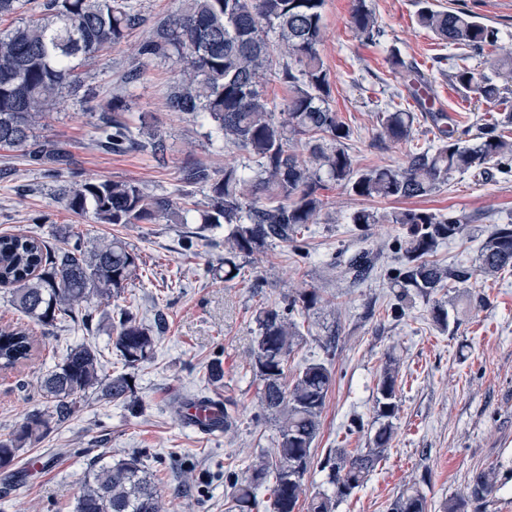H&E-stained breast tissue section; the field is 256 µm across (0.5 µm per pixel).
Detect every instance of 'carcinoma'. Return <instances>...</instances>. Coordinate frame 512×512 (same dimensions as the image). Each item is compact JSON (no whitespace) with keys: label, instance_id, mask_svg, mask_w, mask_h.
I'll return each instance as SVG.
<instances>
[{"label":"carcinoma","instance_id":"carcinoma-1","mask_svg":"<svg viewBox=\"0 0 512 512\" xmlns=\"http://www.w3.org/2000/svg\"><path fill=\"white\" fill-rule=\"evenodd\" d=\"M417 24L461 49L497 50L495 66L512 71V47L499 44L497 31L467 12L434 8L421 0ZM325 0H181V7L156 22L140 43L142 58L176 55L183 60L180 82L168 94V107L208 126L211 144L234 147L254 160L246 174L227 163L213 171L205 165L185 169L184 179L208 190L201 224H226L224 281L235 278L237 260L249 258L274 240L292 241L308 224L317 223L324 199L320 191L336 184L362 199L420 197L448 182V175L479 169L488 162L512 166V113L478 127L475 142L465 144L459 121L444 112L431 115L437 144L418 148L403 168L360 169L345 146L349 126L329 103L330 84L319 56L323 39ZM140 22L132 0H46L43 10L22 25L0 32V146L21 148L29 161L53 177L69 170L67 145L36 133L63 91L74 87L76 70L106 45L120 43ZM351 24L367 40L377 34L369 0H355ZM288 56L281 79L288 86L283 118L261 86L272 54ZM392 70L426 112L422 93L428 79L394 53ZM456 82L486 102L504 99V91L490 77L462 66ZM125 104L112 99L95 125L94 143L113 154L150 148L164 151L157 136L144 142L123 118ZM416 114L407 109L383 113L380 137L391 142L413 139ZM308 137L309 156L301 158L293 141ZM59 200L80 217L99 224L187 223V210L169 197L151 194L136 182L85 180L60 189ZM390 222L408 226L401 245L403 267L396 283L406 295L429 300L446 283H465L473 272L494 276L512 267V224H495L480 245L474 271L444 266L433 260L439 247L464 231L458 217L437 216L422 210L391 213ZM348 269L360 280L373 269L369 255L350 258ZM140 255L128 242L114 237L94 242L78 235L59 246L35 233L0 235V284L10 288L12 304L28 322L43 330L75 319H92L95 306L118 298L138 279ZM320 301L316 290L304 291L288 303V311L264 308L256 316L257 336L252 371L261 383V402L278 432L273 452L261 453L251 475L241 480L224 472L229 487L226 512H256L259 487L270 488V512H296L305 476L316 467L326 473L328 488L308 504V512H336L370 479L387 455L394 438L393 419L399 411V362L388 353L376 384L374 411L378 426L367 446L331 448L315 460L313 443L320 428L325 399L333 381L330 367L308 362L288 378V361L303 341L295 308L309 310ZM430 316L440 328L458 326L445 305L435 302ZM162 323L147 325L128 309L112 325V346L123 371L104 375L98 351L86 344L71 347L54 367L37 379L47 403L45 410L27 412L6 437H0V469L11 467L20 449L44 438L54 426L76 415L90 395L106 402L135 407L132 371L154 353ZM35 351L32 329L7 326L0 330V370L30 360ZM498 487V470L481 469L472 476L468 492L450 498L443 512H482ZM162 494L141 458L115 463L91 460L75 498L74 512H162ZM389 512H428L424 494L411 486L390 504Z\"/></svg>","mask_w":512,"mask_h":512}]
</instances>
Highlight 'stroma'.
I'll list each match as a JSON object with an SVG mask.
<instances>
[{
	"label": "stroma",
	"mask_w": 512,
	"mask_h": 512,
	"mask_svg": "<svg viewBox=\"0 0 512 512\" xmlns=\"http://www.w3.org/2000/svg\"><path fill=\"white\" fill-rule=\"evenodd\" d=\"M142 23L125 41L99 52L78 68L80 86L64 94L38 132L67 143L72 164L64 178L134 181L147 192L167 194L190 209L184 224H97L68 211L57 184L33 166L23 151L0 148V233L33 231L59 241L80 229L93 239L121 238L141 259L140 280L126 288L130 308L145 323L163 319L164 331L153 357L136 369L141 408L89 398L79 414L54 428L40 443L22 448L17 464L27 474L0 476V512H72L86 464L91 458L113 462L140 453L160 481L169 512H224V472L250 474L253 458L272 452L277 432L260 399L251 368L256 315L265 307L284 308L303 290L322 302L315 310H296L305 340L294 360H321L333 372L314 447H364L376 429V383L386 353L399 360V412L394 439L371 479L336 512H388L396 495L414 486L429 512H442L450 497L465 492L473 473L489 466L500 472V489L489 512H512V271L473 276L466 285L438 291L436 298L457 309L460 325L444 331L431 320L430 304L419 297L397 303L392 277L400 268L399 243L406 226L389 223L394 211L423 209L466 222L463 235L444 244L440 263L470 267L478 247L495 224H512V168L495 163L456 172L428 195L366 201L338 186L323 193L317 223L291 242H273L244 262L233 281L224 279V235L217 227L199 233L196 219L207 199L184 184L182 173L194 163L220 169L251 165L233 148L213 149L200 123L170 111L167 97L181 77L174 57H139V44L155 22L181 0H138ZM379 36L366 42L350 27L353 0H325L324 38L319 47L330 82V105L349 126V152L360 168L404 166L415 148L432 145L436 128L418 113L412 141L379 139V116L415 103L390 67L391 50L419 67L431 81V110L462 113L467 123L490 120L499 107L480 101L456 83L458 62L484 71L512 96V75L493 69L488 52L460 49L437 39L416 22L417 0H371ZM436 8L465 10L494 27L503 45L512 43V0H433ZM139 70L137 82L124 78ZM121 97L133 125L147 124L162 138L163 154L131 151L115 155L93 144L103 106ZM371 207L379 221L361 227L351 214ZM369 252L375 268L361 281L347 271L349 259ZM105 305L92 324L64 323L39 335L34 357L0 373V435L12 432L26 411L37 407V372L51 368L66 349L89 344L105 372L121 371L112 349ZM337 326L333 348L323 346L326 330ZM224 372L212 381V365ZM207 396L235 403L236 425L229 432L199 433L179 419L171 398Z\"/></svg>",
	"instance_id": "obj_1"
}]
</instances>
